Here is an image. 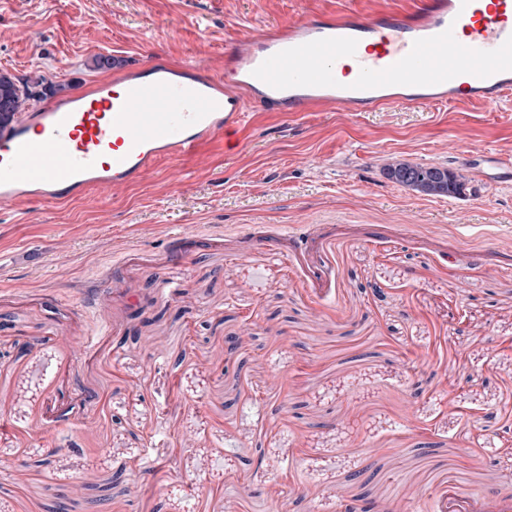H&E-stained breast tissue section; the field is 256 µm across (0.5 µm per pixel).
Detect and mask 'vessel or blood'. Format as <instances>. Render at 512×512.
<instances>
[{
  "instance_id": "vessel-or-blood-1",
  "label": "vessel or blood",
  "mask_w": 512,
  "mask_h": 512,
  "mask_svg": "<svg viewBox=\"0 0 512 512\" xmlns=\"http://www.w3.org/2000/svg\"><path fill=\"white\" fill-rule=\"evenodd\" d=\"M512 97V0H405L384 8L300 19L224 52V74L194 59H152L90 92L50 100L0 133V202L47 205L92 188L119 190L209 145L233 139L249 104L274 112L352 115L388 105L479 103ZM471 175L512 180V158L472 152Z\"/></svg>"
}]
</instances>
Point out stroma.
I'll return each instance as SVG.
<instances>
[{"mask_svg": "<svg viewBox=\"0 0 512 512\" xmlns=\"http://www.w3.org/2000/svg\"><path fill=\"white\" fill-rule=\"evenodd\" d=\"M380 2L0 0V71L220 75ZM476 149L512 155V106H252L185 185L0 206V512H512V184L385 174ZM386 174L394 183L426 195L453 196L463 189L462 176L444 167L398 161Z\"/></svg>", "mask_w": 512, "mask_h": 512, "instance_id": "1", "label": "stroma"}]
</instances>
